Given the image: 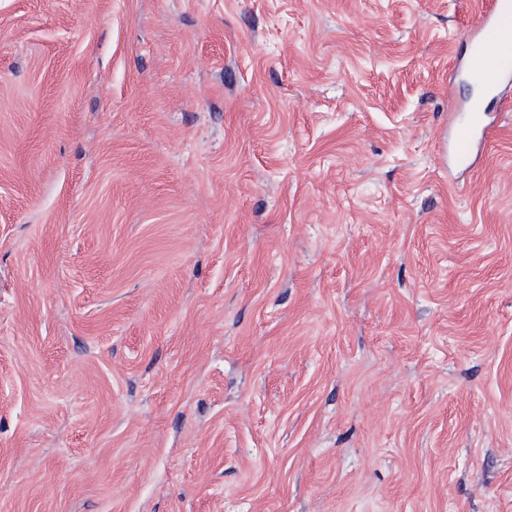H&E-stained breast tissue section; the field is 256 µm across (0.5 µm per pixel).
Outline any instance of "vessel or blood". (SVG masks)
<instances>
[{
    "label": "vessel or blood",
    "instance_id": "b4317fda",
    "mask_svg": "<svg viewBox=\"0 0 512 512\" xmlns=\"http://www.w3.org/2000/svg\"><path fill=\"white\" fill-rule=\"evenodd\" d=\"M477 31L480 49L469 69L495 90L512 77V0H495L490 10L482 13ZM489 128L485 113L472 114L455 136V159L464 162L471 158L476 142L487 137Z\"/></svg>",
    "mask_w": 512,
    "mask_h": 512
}]
</instances>
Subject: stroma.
Wrapping results in <instances>:
<instances>
[{"label": "stroma", "instance_id": "obj_1", "mask_svg": "<svg viewBox=\"0 0 512 512\" xmlns=\"http://www.w3.org/2000/svg\"><path fill=\"white\" fill-rule=\"evenodd\" d=\"M490 0H0V512H512ZM490 125L484 112L473 113L467 124L457 132L454 140V159L457 162L467 161L472 157L475 144L478 140L486 138Z\"/></svg>", "mask_w": 512, "mask_h": 512}]
</instances>
